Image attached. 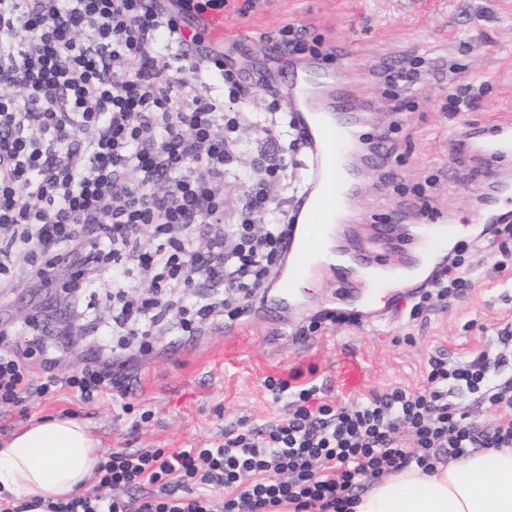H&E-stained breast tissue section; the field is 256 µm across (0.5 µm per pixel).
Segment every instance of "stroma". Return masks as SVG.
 I'll return each instance as SVG.
<instances>
[{
  "label": "stroma",
  "mask_w": 512,
  "mask_h": 512,
  "mask_svg": "<svg viewBox=\"0 0 512 512\" xmlns=\"http://www.w3.org/2000/svg\"><path fill=\"white\" fill-rule=\"evenodd\" d=\"M244 0H231L224 11L225 38H238L245 69L269 66L268 44L246 40L248 31L274 32L286 25L303 26L312 36L335 47L323 69L345 82L349 96L363 107L358 137L374 138L390 122H398L396 149L386 169L396 186L382 189V170L366 166L348 227L352 249H363L378 224H396L406 215L430 224L454 218L465 224L481 210V187L464 167H451V141L464 129L489 130L512 125V0H258L253 10ZM432 52L458 67L461 84L476 100L469 111H441L444 91L421 79L406 94L399 116L389 110V89L381 70L412 66L416 55ZM287 166L275 189L277 202L300 197L310 182L307 152L288 151ZM13 291L0 292V326L15 329L13 342L25 345V322H35L58 347L59 374L76 373L83 363L112 355V269L101 268L96 295L80 293L71 308L65 292L47 287L38 277L17 271ZM360 308V325H334L308 343L296 344L297 325L326 309ZM251 329L233 338L224 333V316L197 335L176 339L168 331L153 338V352L138 370L130 402L151 411L150 421L131 431L121 402L106 398L82 404L68 395L30 400L0 408V439L48 416L76 414L101 443L114 448H203L225 427L243 416L262 419L277 411L263 381L294 370L316 368L330 399L342 404L361 395L399 384L424 383L426 360L437 348L465 356L494 347L496 330L512 324V274L484 266L469 296L447 308H435L417 319L390 315L377 305L361 307L336 279L323 277L317 287L295 293L294 301L276 306L258 301ZM352 342L358 364L343 374L341 346Z\"/></svg>",
  "instance_id": "obj_1"
}]
</instances>
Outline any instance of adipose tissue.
<instances>
[{
	"label": "adipose tissue",
	"mask_w": 512,
	"mask_h": 512,
	"mask_svg": "<svg viewBox=\"0 0 512 512\" xmlns=\"http://www.w3.org/2000/svg\"><path fill=\"white\" fill-rule=\"evenodd\" d=\"M99 443L70 417L42 419L0 444V496L57 501L90 485ZM352 512H512V448L403 469L373 484Z\"/></svg>",
	"instance_id": "obj_1"
}]
</instances>
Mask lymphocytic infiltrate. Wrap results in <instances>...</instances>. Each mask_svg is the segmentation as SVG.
<instances>
[{
	"label": "lymphocytic infiltrate",
	"instance_id": "1",
	"mask_svg": "<svg viewBox=\"0 0 512 512\" xmlns=\"http://www.w3.org/2000/svg\"><path fill=\"white\" fill-rule=\"evenodd\" d=\"M228 4L0 0V288L15 287L20 268L63 289L94 287L95 270L107 265L152 274L138 295L124 278L112 280V328L138 347L129 357L60 375L53 345L35 334L18 349L1 326V407L62 391L83 402L115 394L142 427L150 412L126 397L158 327L171 317L179 335L192 336L219 309L229 322L243 320L283 265L291 223L268 195L285 166L273 142L290 128L295 144L304 136L280 114L270 72L245 73L231 52L209 49L203 23ZM274 44L283 62L333 55L300 26L279 29ZM424 75L448 88L450 111L469 109L456 96L457 69L442 57H427L421 71L382 73L400 90ZM217 86L231 102L268 91L278 119L261 125L225 111L212 96ZM245 138L262 178L228 197L224 181ZM475 247L494 267L511 268L512 212L479 225ZM475 276V266L449 254L405 293L410 316L429 298L463 296ZM173 288L204 295L188 308L162 299ZM35 357L44 377L32 371ZM263 385L283 411L240 418L206 448L112 449L91 491L48 502L45 512H349L386 474L512 448V362L501 353L435 350L422 388L392 386L351 404L330 400L298 371ZM463 393L475 409H493L494 422L458 413L453 399Z\"/></svg>",
	"mask_w": 512,
	"mask_h": 512
}]
</instances>
